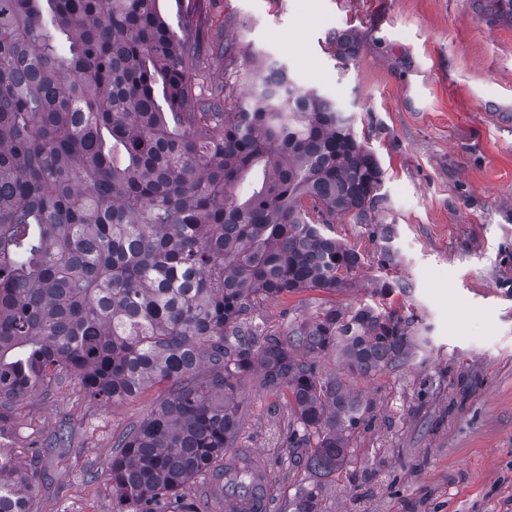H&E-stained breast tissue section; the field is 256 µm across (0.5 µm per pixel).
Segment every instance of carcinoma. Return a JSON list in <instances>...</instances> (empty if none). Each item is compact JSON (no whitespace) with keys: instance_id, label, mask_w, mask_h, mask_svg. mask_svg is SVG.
Returning <instances> with one entry per match:
<instances>
[{"instance_id":"1","label":"carcinoma","mask_w":512,"mask_h":512,"mask_svg":"<svg viewBox=\"0 0 512 512\" xmlns=\"http://www.w3.org/2000/svg\"><path fill=\"white\" fill-rule=\"evenodd\" d=\"M175 0H0V409L67 379L98 403L167 382L170 396L120 435L107 463L112 512H196L186 488L225 479L238 512L252 471L225 470L238 397L254 376L288 396V447L329 476L350 462L370 407L323 375L402 364L395 307H329L279 333L258 301L337 293L361 254L325 228L372 227L393 260L382 169L350 116L262 58L247 96L196 94L193 20ZM356 35L336 36L352 58ZM40 468L0 448V512H32ZM294 512H323L317 485Z\"/></svg>"}]
</instances>
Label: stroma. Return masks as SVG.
Wrapping results in <instances>:
<instances>
[{"mask_svg":"<svg viewBox=\"0 0 512 512\" xmlns=\"http://www.w3.org/2000/svg\"><path fill=\"white\" fill-rule=\"evenodd\" d=\"M197 19L202 91L224 87L225 42L238 50L233 97L251 84L252 55L275 59L351 113L383 171L394 261L381 264L369 227L333 220L331 235L364 258L349 289L250 312L280 332L322 307L389 301L413 321L406 363L349 381L373 419L346 469L319 479L324 512H512V24L478 0H199ZM347 30L360 47L341 59L333 37ZM168 393L161 383L103 405L68 383L10 411L0 444L46 470L35 512H112L113 438ZM240 415L239 445L270 480L267 512H292L316 479L288 464L287 397L246 385ZM64 419L70 447L40 455Z\"/></svg>","mask_w":512,"mask_h":512,"instance_id":"1","label":"stroma"}]
</instances>
